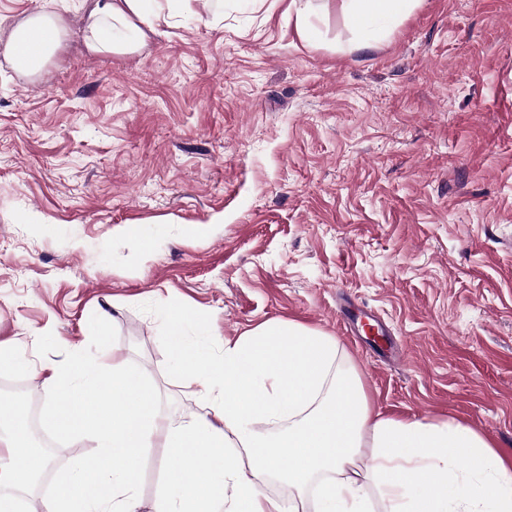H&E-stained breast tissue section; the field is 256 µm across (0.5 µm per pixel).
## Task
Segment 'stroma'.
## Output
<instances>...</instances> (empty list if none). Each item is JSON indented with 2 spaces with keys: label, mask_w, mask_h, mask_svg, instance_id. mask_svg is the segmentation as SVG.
Returning <instances> with one entry per match:
<instances>
[{
  "label": "stroma",
  "mask_w": 512,
  "mask_h": 512,
  "mask_svg": "<svg viewBox=\"0 0 512 512\" xmlns=\"http://www.w3.org/2000/svg\"><path fill=\"white\" fill-rule=\"evenodd\" d=\"M92 4L39 78L0 56V402L42 412L30 365L78 352L204 414L167 369L173 297L217 350L274 319L336 336L373 412L512 452V0H411L369 48L343 0L305 38L286 0H193L132 54L86 49Z\"/></svg>",
  "instance_id": "stroma-1"
}]
</instances>
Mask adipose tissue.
Here are the masks:
<instances>
[{"instance_id":"ef3b65f1","label":"adipose tissue","mask_w":512,"mask_h":512,"mask_svg":"<svg viewBox=\"0 0 512 512\" xmlns=\"http://www.w3.org/2000/svg\"><path fill=\"white\" fill-rule=\"evenodd\" d=\"M409 0H345L362 30ZM165 10L163 0H94L93 52H136ZM66 30L54 13L21 19L0 54L25 76L40 73ZM169 369L207 403V414L165 419L137 365L95 364L74 354L33 375L50 388L44 417L63 438L96 453L61 479L43 512H137V478L154 432L164 428L155 512H512V459L482 432L452 421L373 413L360 374L336 337L270 320L215 353L205 313L188 318L168 302ZM29 425L0 410V484L28 485L48 457L28 450ZM369 467H361L363 452ZM462 470H455V463ZM315 486L311 504L284 502L264 481Z\"/></svg>"}]
</instances>
